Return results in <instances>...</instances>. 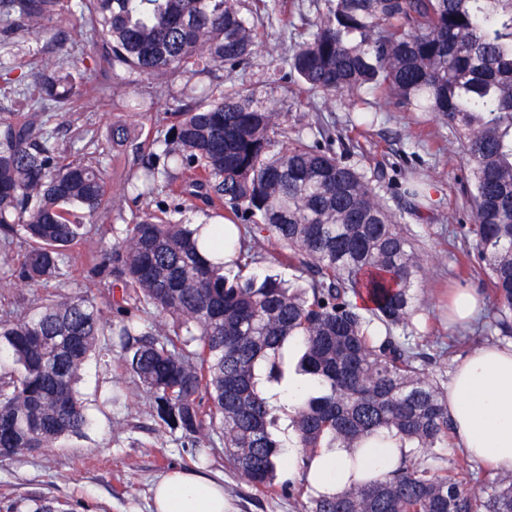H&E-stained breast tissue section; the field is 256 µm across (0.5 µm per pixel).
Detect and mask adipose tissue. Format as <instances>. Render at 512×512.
Returning a JSON list of instances; mask_svg holds the SVG:
<instances>
[{"mask_svg": "<svg viewBox=\"0 0 512 512\" xmlns=\"http://www.w3.org/2000/svg\"><path fill=\"white\" fill-rule=\"evenodd\" d=\"M447 398L455 446L512 472V345L467 354L448 380ZM153 506L154 512H226L223 486L185 470L158 481Z\"/></svg>", "mask_w": 512, "mask_h": 512, "instance_id": "ef3b65f1", "label": "adipose tissue"}]
</instances>
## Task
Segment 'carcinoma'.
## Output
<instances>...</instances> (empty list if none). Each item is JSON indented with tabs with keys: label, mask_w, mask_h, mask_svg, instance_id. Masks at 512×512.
<instances>
[{
	"label": "carcinoma",
	"mask_w": 512,
	"mask_h": 512,
	"mask_svg": "<svg viewBox=\"0 0 512 512\" xmlns=\"http://www.w3.org/2000/svg\"><path fill=\"white\" fill-rule=\"evenodd\" d=\"M71 0H0V75L18 47L54 46L52 24ZM98 53L64 63L42 57L26 115L0 113V248L21 252L10 276L22 288L61 282L70 253L106 229L112 214L104 167L61 150L44 114L87 91L89 73L149 75L172 86L162 140L136 142L114 125L112 148L139 162L123 188L146 201L124 236L93 257L91 273L112 279L108 295H47L0 314V457L51 448L89 425L76 383L87 361L115 351L146 387L159 419L193 447L219 440L238 474L260 491L307 496L303 512H512V473L487 470L456 452L437 468L453 423L445 390L427 371L433 358L400 335L411 325L423 259L389 206L384 168L349 161L376 104L430 114L452 130L466 161L463 196L474 262L494 302L473 333L439 343L451 357L486 330L512 338V0H323L309 19L257 0L256 21L239 0H78ZM290 35L274 71L298 86L299 106L346 97L359 115L337 128L311 113L310 133L240 87L207 83L247 64L266 26ZM95 93L118 110L154 112L153 98ZM341 151H336V146ZM218 203L203 235L172 220L164 199ZM402 213L432 219L424 183L400 185ZM272 238L305 276H224L219 251L240 268L263 259ZM161 322L152 321V315ZM293 439L282 438L279 413ZM395 440L414 452L375 478L362 472L337 494L308 495L323 449H369ZM300 449L303 478L277 481L284 449Z\"/></svg>",
	"instance_id": "obj_1"
}]
</instances>
